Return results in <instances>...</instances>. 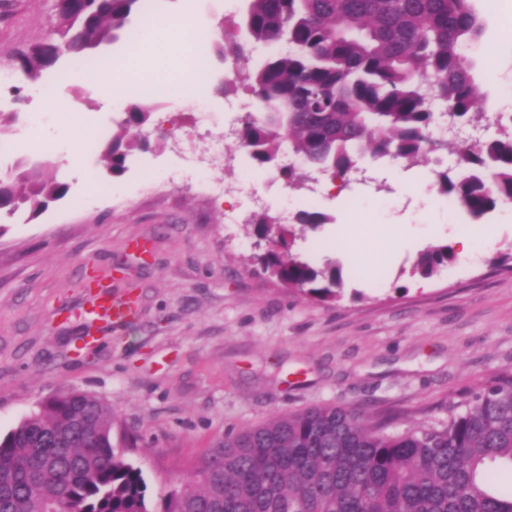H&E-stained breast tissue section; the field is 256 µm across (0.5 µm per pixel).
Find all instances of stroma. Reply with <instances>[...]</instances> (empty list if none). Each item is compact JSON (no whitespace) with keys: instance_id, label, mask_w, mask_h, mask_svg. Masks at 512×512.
<instances>
[{"instance_id":"1","label":"stroma","mask_w":512,"mask_h":512,"mask_svg":"<svg viewBox=\"0 0 512 512\" xmlns=\"http://www.w3.org/2000/svg\"><path fill=\"white\" fill-rule=\"evenodd\" d=\"M487 31L475 55L476 83L487 111L498 109L499 78L512 79V0H479ZM206 37L178 29L147 42L139 63L122 68L132 85L175 73L191 78L188 98L161 100L140 131L144 150L127 171L107 175L100 150H82L77 166L63 152L19 140L15 158L47 161L67 194L38 215L0 218V435L48 397L77 388L112 408L118 429L140 438L128 459L141 469L152 512L226 432L314 406L357 409L386 432L441 427L448 404L492 375L512 371V271L496 265L512 248V206L484 220L493 231L479 262L456 257L428 280L411 277L418 255L448 242L470 220L447 197L426 211L406 186L377 179L319 194L330 223L297 235L293 250L343 268L346 286L326 305L258 274L249 262L258 239L248 234L257 210L237 193L249 171L235 141L224 144L226 192L174 179L182 163L190 112L203 101L221 136L227 98L216 88L228 66L213 54L215 34L233 31L245 0H196ZM51 0H5L0 6V68L48 27ZM75 107L53 113L51 126L71 140L111 132L121 112L104 95L76 94ZM233 214L237 223H225ZM405 221L416 242L396 252L382 227ZM360 226L376 256L366 266L328 245L342 224ZM146 244V256L132 252ZM111 297L131 299L124 322H92L81 311L93 278Z\"/></svg>"}]
</instances>
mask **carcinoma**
Instances as JSON below:
<instances>
[{
    "label": "carcinoma",
    "instance_id": "1",
    "mask_svg": "<svg viewBox=\"0 0 512 512\" xmlns=\"http://www.w3.org/2000/svg\"><path fill=\"white\" fill-rule=\"evenodd\" d=\"M143 0H82L70 11L54 4L58 53L39 38L10 54L13 68L36 82L79 63L97 73V51L146 36ZM229 45L245 71L256 112L240 119L236 140L257 169L277 168L288 189L308 188L318 171L344 179L362 160L412 166L432 155L438 192L473 220L512 203V113H485L473 64L463 46L481 38L475 0H246ZM266 54L249 66V46ZM156 87L142 89L112 129L103 152L114 176L140 147V129L155 109ZM456 124L500 127L493 135L445 146L435 130ZM294 161L281 165L283 153ZM454 157L440 165V153ZM15 209L35 216L64 197L65 183L47 165L26 164L10 176ZM301 230L330 221L300 209ZM266 242L253 263L269 279L326 304L342 296V268L315 265L291 252L294 230L267 212L254 215ZM454 261L438 243L417 258L412 276L430 279ZM112 410L72 389L49 397L0 436V512H151L141 469L112 443ZM512 464V373L490 377L471 399L448 405L442 429L389 434L358 412L336 406L289 412L224 436L199 460L194 475L171 490L164 512H512V490L492 487L488 465Z\"/></svg>",
    "mask_w": 512,
    "mask_h": 512
}]
</instances>
